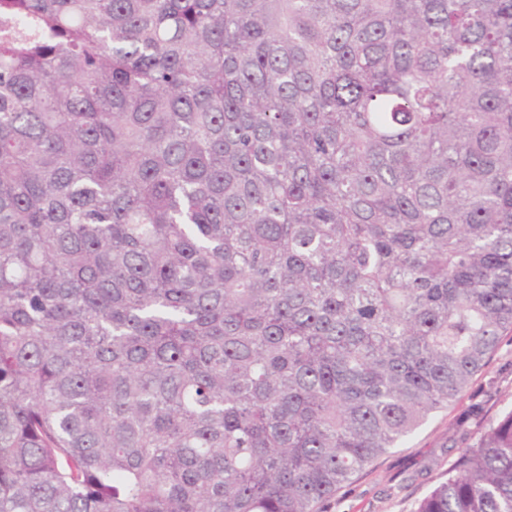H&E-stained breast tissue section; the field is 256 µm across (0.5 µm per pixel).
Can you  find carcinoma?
<instances>
[{"mask_svg":"<svg viewBox=\"0 0 512 512\" xmlns=\"http://www.w3.org/2000/svg\"><path fill=\"white\" fill-rule=\"evenodd\" d=\"M506 333L512 0H0V512H326Z\"/></svg>","mask_w":512,"mask_h":512,"instance_id":"1","label":"carcinoma"}]
</instances>
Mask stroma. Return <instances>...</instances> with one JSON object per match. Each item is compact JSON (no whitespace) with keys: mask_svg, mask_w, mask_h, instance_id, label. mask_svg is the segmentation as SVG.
Listing matches in <instances>:
<instances>
[{"mask_svg":"<svg viewBox=\"0 0 512 512\" xmlns=\"http://www.w3.org/2000/svg\"><path fill=\"white\" fill-rule=\"evenodd\" d=\"M512 409V334L467 391L435 414L401 447L389 450L355 482L340 489L327 512H414L417 502L448 470L461 449L475 446L484 428Z\"/></svg>","mask_w":512,"mask_h":512,"instance_id":"1","label":"stroma"}]
</instances>
